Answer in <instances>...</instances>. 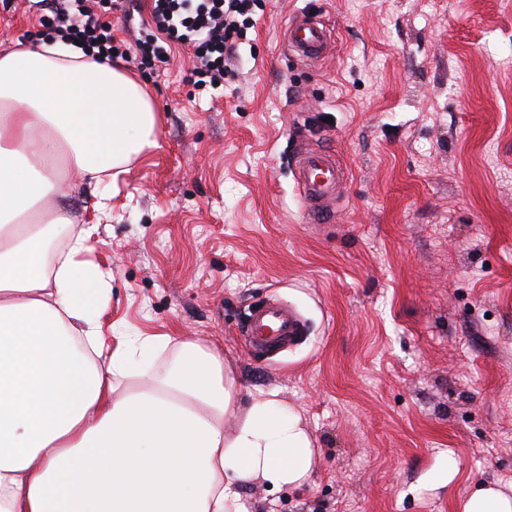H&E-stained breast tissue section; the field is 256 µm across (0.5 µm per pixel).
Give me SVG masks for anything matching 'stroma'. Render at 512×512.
<instances>
[{
  "label": "stroma",
  "instance_id": "obj_1",
  "mask_svg": "<svg viewBox=\"0 0 512 512\" xmlns=\"http://www.w3.org/2000/svg\"><path fill=\"white\" fill-rule=\"evenodd\" d=\"M318 9L335 44L289 55ZM34 0L0 2V52L48 37ZM219 90L188 52L126 61L158 115L108 210L64 179L98 232L104 327L217 348L244 394L306 424L311 476L239 487L245 512H456L477 481L512 482V0H261ZM345 173L315 224L294 179L304 150ZM275 296L304 324L266 358L244 313ZM452 487L433 478L444 458ZM286 41L288 49L296 56L316 61L327 50L329 31L313 12L306 10L298 13L288 25Z\"/></svg>",
  "mask_w": 512,
  "mask_h": 512
}]
</instances>
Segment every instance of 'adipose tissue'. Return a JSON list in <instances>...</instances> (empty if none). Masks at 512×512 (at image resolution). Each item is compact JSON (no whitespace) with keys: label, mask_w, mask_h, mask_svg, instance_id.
<instances>
[{"label":"adipose tissue","mask_w":512,"mask_h":512,"mask_svg":"<svg viewBox=\"0 0 512 512\" xmlns=\"http://www.w3.org/2000/svg\"><path fill=\"white\" fill-rule=\"evenodd\" d=\"M156 124L143 85L79 44L0 53V512H240L241 485L298 488L310 475L300 415L271 394L243 400L216 348L109 343L108 283L83 259L96 225L71 230L60 206L28 222L64 196L59 162L99 189L156 147ZM458 512H512V487L479 482Z\"/></svg>","instance_id":"adipose-tissue-1"}]
</instances>
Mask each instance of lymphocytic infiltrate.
I'll list each match as a JSON object with an SVG mask.
<instances>
[{"instance_id":"obj_1","label":"lymphocytic infiltrate","mask_w":512,"mask_h":512,"mask_svg":"<svg viewBox=\"0 0 512 512\" xmlns=\"http://www.w3.org/2000/svg\"><path fill=\"white\" fill-rule=\"evenodd\" d=\"M121 8L123 0H52L43 17L58 38L84 45L101 58H127L136 53L141 62H166L173 47L190 48V79L200 89H219L224 72L251 28L259 0H151L152 33L134 48L112 34L111 22L98 12L104 4Z\"/></svg>"}]
</instances>
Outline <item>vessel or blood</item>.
I'll return each instance as SVG.
<instances>
[{"instance_id": "b4317fda", "label": "vessel or blood", "mask_w": 512, "mask_h": 512, "mask_svg": "<svg viewBox=\"0 0 512 512\" xmlns=\"http://www.w3.org/2000/svg\"><path fill=\"white\" fill-rule=\"evenodd\" d=\"M287 46L296 56L315 61L326 52L328 29L311 11L298 13L288 26ZM344 179L333 154L325 151L304 152L299 160L296 182L314 220L330 217L329 204ZM301 333L298 318L281 302L268 299L252 304L244 318L242 334L252 352L271 355L287 348Z\"/></svg>"}]
</instances>
